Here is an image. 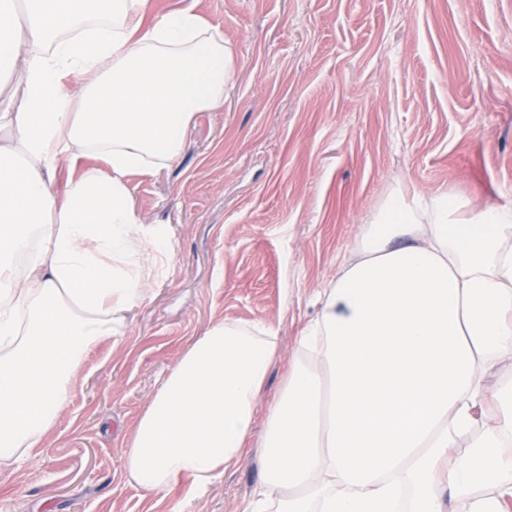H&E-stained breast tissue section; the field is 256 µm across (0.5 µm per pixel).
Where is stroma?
Returning <instances> with one entry per match:
<instances>
[{
	"label": "stroma",
	"mask_w": 512,
	"mask_h": 512,
	"mask_svg": "<svg viewBox=\"0 0 512 512\" xmlns=\"http://www.w3.org/2000/svg\"><path fill=\"white\" fill-rule=\"evenodd\" d=\"M195 5L236 72L178 166L133 180L174 254L125 333L93 349L55 429L0 464V512H246L242 456L205 491L130 484L123 450L159 379L220 323L277 330L265 410L388 191L512 205V0H163Z\"/></svg>",
	"instance_id": "stroma-1"
}]
</instances>
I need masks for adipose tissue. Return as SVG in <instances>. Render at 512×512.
<instances>
[{
  "label": "adipose tissue",
  "instance_id": "ef3b65f1",
  "mask_svg": "<svg viewBox=\"0 0 512 512\" xmlns=\"http://www.w3.org/2000/svg\"><path fill=\"white\" fill-rule=\"evenodd\" d=\"M235 68L194 6L0 0V462L53 429L71 383L174 252L130 179L178 164ZM278 359L261 324L217 323L158 382L124 450L128 481L205 490L257 448L254 512H502L512 497V206L395 189ZM468 448L458 451L460 441Z\"/></svg>",
  "mask_w": 512,
  "mask_h": 512
}]
</instances>
